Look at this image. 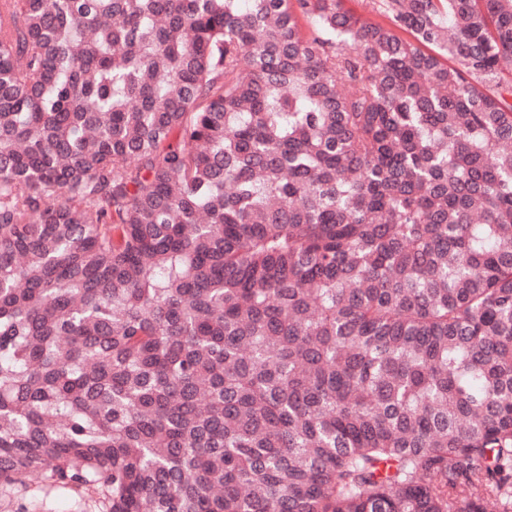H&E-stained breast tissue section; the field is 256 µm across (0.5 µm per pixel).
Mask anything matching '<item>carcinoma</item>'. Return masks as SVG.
<instances>
[{"label": "carcinoma", "mask_w": 512, "mask_h": 512, "mask_svg": "<svg viewBox=\"0 0 512 512\" xmlns=\"http://www.w3.org/2000/svg\"><path fill=\"white\" fill-rule=\"evenodd\" d=\"M366 7L0 0V483L512 512V0Z\"/></svg>", "instance_id": "cac0c4a2"}]
</instances>
